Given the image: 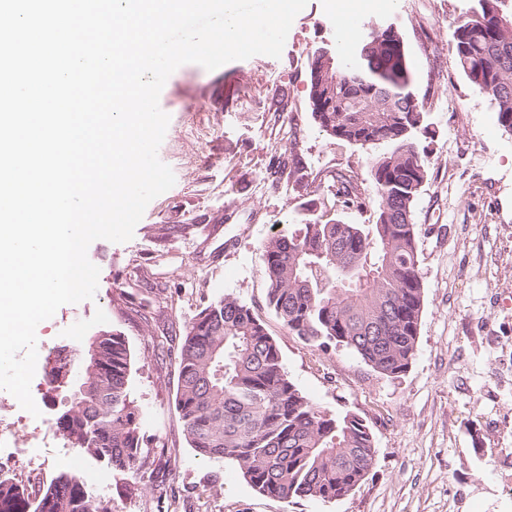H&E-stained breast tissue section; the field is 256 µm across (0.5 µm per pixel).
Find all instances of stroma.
<instances>
[{
  "instance_id": "35a3bbf8",
  "label": "stroma",
  "mask_w": 512,
  "mask_h": 512,
  "mask_svg": "<svg viewBox=\"0 0 512 512\" xmlns=\"http://www.w3.org/2000/svg\"><path fill=\"white\" fill-rule=\"evenodd\" d=\"M338 0H308L280 58L257 55L208 71L185 64L159 97L170 122L158 149L175 184L152 200L130 241L88 248L99 267L94 299L61 306L37 329L46 357L60 342L109 330L131 354L129 392L141 435L168 447L151 478L84 459L87 490L112 512H512V133L493 104L460 72L453 21L475 0H365L355 18L400 32L413 89L430 134L429 175L414 205L424 303L416 356L389 378L351 350H320L289 335L266 304L262 245L304 217L302 204L346 224H372L377 207L370 152L329 138L311 115L308 63L330 48L352 63L358 42L341 44ZM285 100L291 126L273 112ZM204 129L203 138L192 137ZM299 159L301 183L271 185L272 154ZM350 176L363 202L344 207L327 193ZM265 322L291 381L312 402L361 416L376 454L359 488L331 502L280 501L257 493L226 460L187 444L175 409L183 329L224 295ZM31 393L41 414L0 391V474L25 485L69 472L73 451L56 427L68 394L36 370Z\"/></svg>"
}]
</instances>
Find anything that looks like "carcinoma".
I'll return each instance as SVG.
<instances>
[{
    "mask_svg": "<svg viewBox=\"0 0 512 512\" xmlns=\"http://www.w3.org/2000/svg\"><path fill=\"white\" fill-rule=\"evenodd\" d=\"M512 0H478L454 25L462 74L494 105L512 133ZM403 42L392 28L362 37L356 64L326 70L324 51L309 64L310 108L327 135L362 148L387 150L371 165L377 223L344 224L311 213L288 234L263 244L267 306L288 334L319 348L345 347L378 373L404 374L417 350L424 288L418 276L415 199L428 159L418 134L428 133L423 103L412 88ZM298 163L273 156L265 175L293 178ZM336 201L361 205L352 182L333 178ZM112 373L94 375V356ZM82 378L56 423L84 430L72 447L112 469L145 476L155 461L136 423L128 383L130 353L114 333L92 347L75 348ZM175 407L197 454L236 463L259 494L281 500H338L365 479L375 457L373 434L351 412L333 413L311 402L288 377L280 349L252 308L227 295L203 307L185 326L177 356ZM76 473L62 474L30 492L0 477V512H112L83 493Z\"/></svg>",
    "mask_w": 512,
    "mask_h": 512,
    "instance_id": "1",
    "label": "carcinoma"
}]
</instances>
